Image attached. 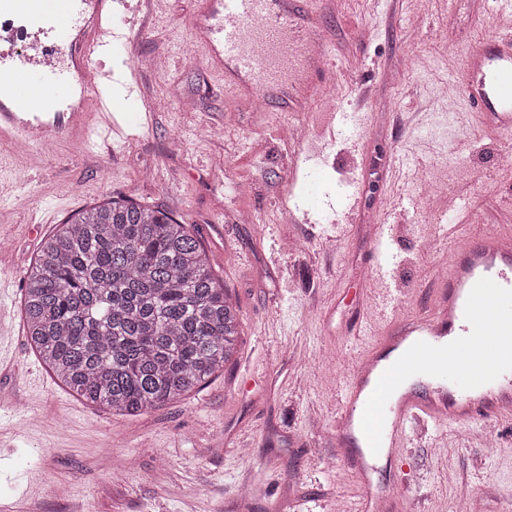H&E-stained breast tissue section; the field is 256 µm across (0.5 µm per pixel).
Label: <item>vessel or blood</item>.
I'll use <instances>...</instances> for the list:
<instances>
[{
	"label": "vessel or blood",
	"mask_w": 512,
	"mask_h": 512,
	"mask_svg": "<svg viewBox=\"0 0 512 512\" xmlns=\"http://www.w3.org/2000/svg\"><path fill=\"white\" fill-rule=\"evenodd\" d=\"M200 13L195 40L237 97L273 99L292 112L297 102L284 92L291 76H317L304 90L308 101L333 78V61L311 49V13L300 0H202ZM140 33L136 13H124L119 0H0V142L86 144L104 113L81 103L111 80L91 57ZM453 78L486 129L512 135L511 31L477 42ZM371 252L370 272L384 278L392 261L386 225H377ZM393 310L385 298L378 316L355 322L358 361L336 377V451L361 483L360 512L374 495L371 457L397 459L416 420L471 425L512 410V229L459 241L432 309L379 330Z\"/></svg>",
	"instance_id": "1"
}]
</instances>
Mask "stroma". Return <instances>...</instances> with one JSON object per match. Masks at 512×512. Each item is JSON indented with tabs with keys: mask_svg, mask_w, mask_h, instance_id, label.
Segmentation results:
<instances>
[{
	"mask_svg": "<svg viewBox=\"0 0 512 512\" xmlns=\"http://www.w3.org/2000/svg\"><path fill=\"white\" fill-rule=\"evenodd\" d=\"M425 2L422 28L411 17ZM198 0L144 7L130 47L94 65L132 79L129 99H109L120 132L90 145L57 141L40 167L0 152V215L12 245L0 251V308L15 330L0 337V512H336L360 488L326 434L340 403L336 374L356 355L349 331L373 312L370 227L387 221L389 287L426 310L448 248L470 230L512 226V149L483 132L466 101L437 111L447 79L424 67L456 62L495 37L491 0H313L314 25L337 64L310 105L304 143L283 140L278 121L237 109L194 44ZM165 53L163 73L137 58ZM193 99L194 108L183 105ZM357 120L356 131L334 112ZM410 169L402 174L394 155ZM459 206L443 230L432 190ZM173 213L200 239L213 276L235 302V352L199 390L138 417L87 404L60 384L25 336L23 281L44 239L84 209L112 199ZM251 212L255 224L238 219ZM294 251L283 247L284 240ZM494 444L471 427L430 423L411 433L394 482L412 512H482L512 504V420L487 422Z\"/></svg>",
	"mask_w": 512,
	"mask_h": 512,
	"instance_id": "obj_1",
	"label": "stroma"
}]
</instances>
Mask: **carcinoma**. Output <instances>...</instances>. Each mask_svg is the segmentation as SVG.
Segmentation results:
<instances>
[{"label": "carcinoma", "mask_w": 512, "mask_h": 512, "mask_svg": "<svg viewBox=\"0 0 512 512\" xmlns=\"http://www.w3.org/2000/svg\"><path fill=\"white\" fill-rule=\"evenodd\" d=\"M23 310L45 367L128 416L200 388L232 358L239 328L189 225L132 201L108 200L49 235Z\"/></svg>", "instance_id": "obj_1"}]
</instances>
